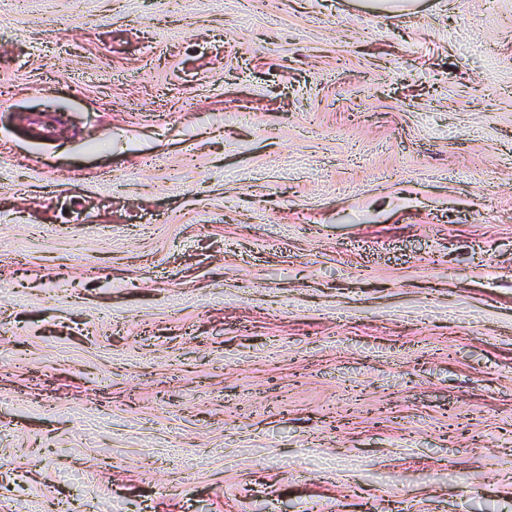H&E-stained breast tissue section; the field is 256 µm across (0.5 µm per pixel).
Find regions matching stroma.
Instances as JSON below:
<instances>
[{
	"instance_id": "35a3bbf8",
	"label": "stroma",
	"mask_w": 512,
	"mask_h": 512,
	"mask_svg": "<svg viewBox=\"0 0 512 512\" xmlns=\"http://www.w3.org/2000/svg\"><path fill=\"white\" fill-rule=\"evenodd\" d=\"M0 512H512V0H0Z\"/></svg>"
}]
</instances>
